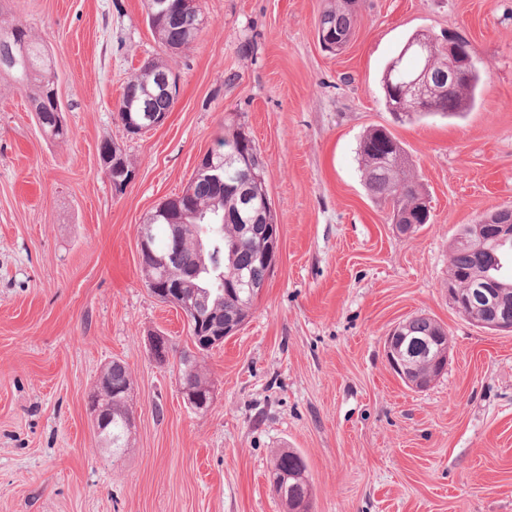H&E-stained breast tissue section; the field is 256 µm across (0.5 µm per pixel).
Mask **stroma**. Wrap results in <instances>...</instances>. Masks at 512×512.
Instances as JSON below:
<instances>
[{
  "mask_svg": "<svg viewBox=\"0 0 512 512\" xmlns=\"http://www.w3.org/2000/svg\"><path fill=\"white\" fill-rule=\"evenodd\" d=\"M324 6L201 0L198 37L172 55L145 0H8L0 21L48 50L68 135L45 137L26 93L0 80V512H286L268 479L279 448L304 457L312 512H512V333L448 302L457 233L512 205V0H357L338 53L318 40ZM417 33L472 45L470 112L394 122L383 72ZM150 60L179 94L163 126L130 135L116 107ZM228 126L263 158L280 247L243 325L201 354L214 400L196 412L178 373L194 339L145 286L137 228ZM378 126L430 202V223L407 234L364 184L359 142ZM105 141L135 168L120 194L100 169ZM415 316L449 340L422 389L384 348ZM115 359L133 417L117 459L88 407Z\"/></svg>",
  "mask_w": 512,
  "mask_h": 512,
  "instance_id": "stroma-1",
  "label": "stroma"
}]
</instances>
